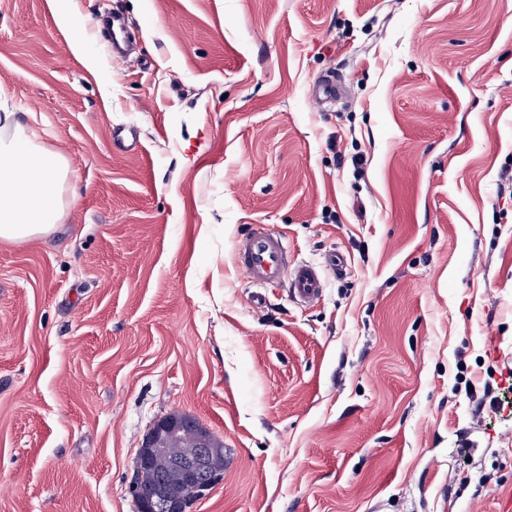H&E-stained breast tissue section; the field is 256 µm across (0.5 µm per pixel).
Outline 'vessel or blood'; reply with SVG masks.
<instances>
[{"label":"vessel or blood","instance_id":"b4317fda","mask_svg":"<svg viewBox=\"0 0 512 512\" xmlns=\"http://www.w3.org/2000/svg\"><path fill=\"white\" fill-rule=\"evenodd\" d=\"M238 255L240 265L256 286L287 283L290 296L301 304L314 303L324 294L323 273L310 264L291 262L284 238L265 225H254L241 239Z\"/></svg>","mask_w":512,"mask_h":512}]
</instances>
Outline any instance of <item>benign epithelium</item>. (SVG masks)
<instances>
[{
	"mask_svg": "<svg viewBox=\"0 0 512 512\" xmlns=\"http://www.w3.org/2000/svg\"><path fill=\"white\" fill-rule=\"evenodd\" d=\"M224 454V443L195 419L169 414L156 421L146 434L134 462L140 474L151 463L164 459L168 478L181 482L194 497L201 499L224 477V468L214 463ZM167 478L147 489L140 481H131L129 490L138 512H186L187 499L166 492Z\"/></svg>",
	"mask_w": 512,
	"mask_h": 512,
	"instance_id": "obj_1",
	"label": "benign epithelium"
}]
</instances>
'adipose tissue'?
Returning a JSON list of instances; mask_svg holds the SVG:
<instances>
[{"label":"adipose tissue","instance_id":"adipose-tissue-1","mask_svg":"<svg viewBox=\"0 0 512 512\" xmlns=\"http://www.w3.org/2000/svg\"><path fill=\"white\" fill-rule=\"evenodd\" d=\"M68 169L38 146L13 113L0 114V239L19 240L53 232L55 205Z\"/></svg>","mask_w":512,"mask_h":512}]
</instances>
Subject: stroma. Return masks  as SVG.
Segmentation results:
<instances>
[{
  "instance_id": "stroma-1",
  "label": "stroma",
  "mask_w": 512,
  "mask_h": 512,
  "mask_svg": "<svg viewBox=\"0 0 512 512\" xmlns=\"http://www.w3.org/2000/svg\"><path fill=\"white\" fill-rule=\"evenodd\" d=\"M74 28L96 66L50 0H0V107L70 172L58 230L0 240V512H136L173 412L231 453L190 512H504L512 0H78ZM256 224L346 274L254 307Z\"/></svg>"
}]
</instances>
